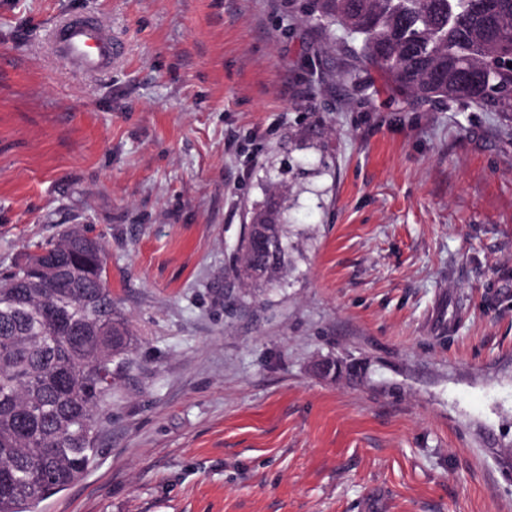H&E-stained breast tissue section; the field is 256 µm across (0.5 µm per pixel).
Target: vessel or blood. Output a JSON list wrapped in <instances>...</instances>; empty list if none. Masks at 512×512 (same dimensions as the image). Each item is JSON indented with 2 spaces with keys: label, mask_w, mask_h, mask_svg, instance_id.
I'll return each mask as SVG.
<instances>
[{
  "label": "vessel or blood",
  "mask_w": 512,
  "mask_h": 512,
  "mask_svg": "<svg viewBox=\"0 0 512 512\" xmlns=\"http://www.w3.org/2000/svg\"><path fill=\"white\" fill-rule=\"evenodd\" d=\"M57 56L88 74L109 69L124 53V42L91 15H77L59 25L53 34Z\"/></svg>",
  "instance_id": "vessel-or-blood-1"
}]
</instances>
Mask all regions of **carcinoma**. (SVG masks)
<instances>
[{"mask_svg": "<svg viewBox=\"0 0 512 512\" xmlns=\"http://www.w3.org/2000/svg\"><path fill=\"white\" fill-rule=\"evenodd\" d=\"M308 20L360 40L359 61L416 103L512 114V0H305ZM233 273L281 284L293 248L279 202L253 208ZM98 236L75 228L0 276V512H37L96 459L99 405L134 338L106 282Z\"/></svg>", "mask_w": 512, "mask_h": 512, "instance_id": "cac0c4a2", "label": "carcinoma"}]
</instances>
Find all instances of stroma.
<instances>
[{
    "mask_svg": "<svg viewBox=\"0 0 512 512\" xmlns=\"http://www.w3.org/2000/svg\"><path fill=\"white\" fill-rule=\"evenodd\" d=\"M76 14L111 71L53 56ZM358 53L291 0H0V273L102 236L136 338L42 512H512V117ZM280 193L295 249L253 288ZM57 56L88 74L109 69L124 53V42L91 15H77L59 25L53 34ZM250 218L254 221L250 227V238L246 245H239L241 256L232 271L257 288H273L281 284L288 268V255L293 248L282 204L273 201L255 207ZM252 267L262 268L265 278L252 280L249 274Z\"/></svg>",
    "mask_w": 512,
    "mask_h": 512,
    "instance_id": "stroma-1",
    "label": "stroma"
}]
</instances>
